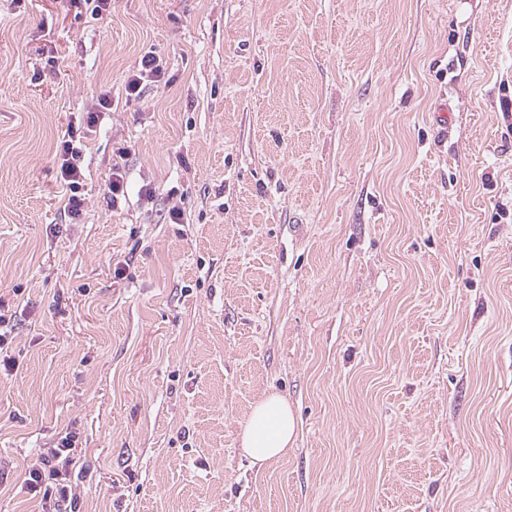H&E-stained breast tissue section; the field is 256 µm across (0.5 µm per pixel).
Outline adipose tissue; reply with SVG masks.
<instances>
[{
	"label": "adipose tissue",
	"mask_w": 512,
	"mask_h": 512,
	"mask_svg": "<svg viewBox=\"0 0 512 512\" xmlns=\"http://www.w3.org/2000/svg\"><path fill=\"white\" fill-rule=\"evenodd\" d=\"M296 439V418L287 401L275 393L257 400L243 426L241 450L253 464L266 466L283 458Z\"/></svg>",
	"instance_id": "adipose-tissue-1"
}]
</instances>
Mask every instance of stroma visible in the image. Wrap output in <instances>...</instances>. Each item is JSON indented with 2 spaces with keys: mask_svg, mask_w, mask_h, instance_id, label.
<instances>
[{
  "mask_svg": "<svg viewBox=\"0 0 512 512\" xmlns=\"http://www.w3.org/2000/svg\"><path fill=\"white\" fill-rule=\"evenodd\" d=\"M0 303V512H512V0H0ZM163 62L154 51L146 52L125 82V91L129 97H138L143 88L151 83H159L164 78ZM99 112L88 113L85 131L78 132V129L74 130L72 128L56 145V154L60 156L62 161L60 166L61 179L70 192L66 210L72 219H77L83 211L84 199L79 195L83 176L80 161L86 149L85 143L88 133L93 131L96 126ZM295 439L296 418L288 402L276 393H267L253 404L240 444L253 465L264 467L287 455ZM76 434L61 435L54 445L44 448L37 467L26 469L23 485L34 496L41 495L42 512L66 511L72 493L69 473L77 463Z\"/></svg>",
  "mask_w": 512,
  "mask_h": 512,
  "instance_id": "1",
  "label": "stroma"
}]
</instances>
